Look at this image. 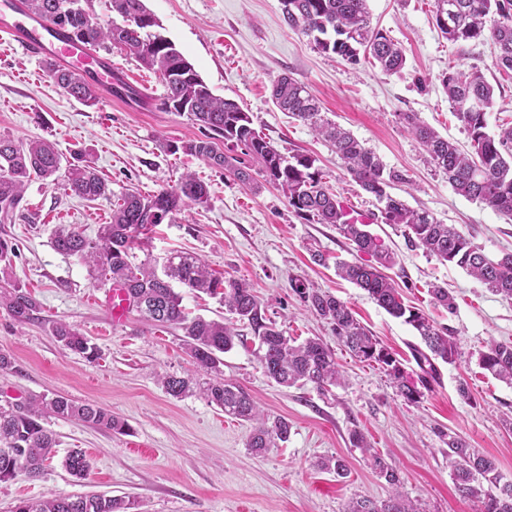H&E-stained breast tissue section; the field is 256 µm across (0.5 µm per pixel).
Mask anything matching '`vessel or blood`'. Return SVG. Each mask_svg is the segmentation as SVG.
Here are the masks:
<instances>
[{
	"label": "vessel or blood",
	"instance_id": "vessel-or-blood-1",
	"mask_svg": "<svg viewBox=\"0 0 512 512\" xmlns=\"http://www.w3.org/2000/svg\"><path fill=\"white\" fill-rule=\"evenodd\" d=\"M0 33L23 45L33 55L50 57L82 73L90 83L104 91H111L117 82V73L110 60L98 55L89 45L36 19L21 8L18 0H0Z\"/></svg>",
	"mask_w": 512,
	"mask_h": 512
}]
</instances>
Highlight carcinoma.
Instances as JSON below:
<instances>
[{"instance_id": "1", "label": "carcinoma", "mask_w": 512, "mask_h": 512, "mask_svg": "<svg viewBox=\"0 0 512 512\" xmlns=\"http://www.w3.org/2000/svg\"><path fill=\"white\" fill-rule=\"evenodd\" d=\"M80 2L91 11V0H20L31 14L70 32L82 43L107 53L113 41L118 50L134 58L142 67L159 73L166 92L159 108L187 116L214 138L242 147L259 163L257 174L282 190L296 217L308 223L332 224L349 241L352 249L369 256L366 261L340 262L338 275L367 292L376 304L391 316L412 326L421 344L412 347L420 369L412 379L387 348L354 319L345 302L319 288L302 284L295 290L318 316L336 330L342 345L362 362H375L385 368L397 393L409 403H417L421 389L439 380L435 361L452 364L460 352L455 337L439 327L416 307L404 303L394 280L385 270L396 263L395 254L383 240L363 223L348 217L342 203L315 166L316 159L303 153L284 155L252 126L250 114L237 103L213 93L194 66L175 44L155 31L159 26L144 0H112L117 21L106 26L90 25L71 6ZM282 15L288 27L314 37L323 53H333L349 64L365 58L387 73L402 70L406 58L402 48L388 33L371 22L368 0H281ZM135 23L123 28L116 22ZM434 20L442 37L452 43L491 40L497 47L495 66L512 72V0H434ZM56 83L70 96L88 105L96 101L97 90L74 70L49 63ZM448 100L455 106V116L462 123L469 149L462 150L441 137L415 114L402 113L427 158L448 175V183L457 194L479 201L493 210L512 217V126L497 132L489 129L488 114L494 105V88L476 67L469 71L448 68L441 77ZM275 105L293 118L310 126L329 141L342 159L347 173L365 192L384 200V209L376 219L383 224L402 225L409 244L464 269L489 290L512 300V252L492 259L482 247L453 224H443L425 210L409 207L389 189L402 180L359 140L329 120L309 88L289 76L279 78L272 89ZM172 153L183 151L214 161L248 184L252 176L233 164L234 158L219 154L210 142L199 141L180 147L169 145ZM43 178L63 176L76 195L96 200L109 198L111 190L99 176L92 162L64 161L55 146L47 141L19 145L0 137V223L11 220L32 175ZM205 184L191 172L180 176L176 186L150 196L130 190L113 205L109 223L99 227L97 240H89L68 225L60 224L52 237L54 249L75 256L97 270L102 281L120 282L133 300L139 315L163 328L183 331L194 364L209 373L219 371L221 355L235 345L238 334L228 322L189 317L182 296L173 288L179 283L193 291L219 298L221 304L240 321L248 323L262 351L260 362L265 376L283 387L311 383L321 390L341 384L342 375L334 350L317 338L295 343L265 316L252 288L236 279H224L212 273L202 259L187 253L168 258L163 273L148 262H132L135 240L150 227L181 211L186 205L207 206ZM0 307L19 322L38 319L40 304L18 287H0ZM49 331L70 351L88 360L96 358V348L70 324L53 321ZM479 365L494 377L512 385V344L490 342L479 354ZM162 386L179 398L198 385L208 401L232 418L250 423L252 430L247 448L261 454L288 440L290 425L281 416L265 413L243 388L218 378L200 382L191 377L165 375ZM55 417L82 422L100 429L122 432L126 428L102 407L80 403L64 396L51 399L33 397L23 406L0 404V482L26 474L39 477L45 463L54 456L57 441L42 421ZM356 447L371 454L372 465L392 486L400 484L396 470L383 458L371 453L364 436L353 432ZM448 465L460 492L475 505V512H512V483L502 482L496 463L480 455L460 438L448 439ZM66 470L78 479L85 478L90 464L85 454L72 452L64 461ZM135 501L102 494L55 496L19 501L13 512H137ZM346 512H417L399 491L378 503L368 497L353 501Z\"/></svg>"}]
</instances>
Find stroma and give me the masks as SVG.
Segmentation results:
<instances>
[{
    "instance_id": "35a3bbf8",
    "label": "stroma",
    "mask_w": 512,
    "mask_h": 512,
    "mask_svg": "<svg viewBox=\"0 0 512 512\" xmlns=\"http://www.w3.org/2000/svg\"><path fill=\"white\" fill-rule=\"evenodd\" d=\"M145 3L214 94L249 112L254 128L282 153L315 158L351 215L368 220L370 231L394 252L389 275L405 302L449 328L462 356L439 364L438 383L418 403L404 401L383 369L351 357L332 325L293 288L301 281L346 302L408 373L417 372L409 351L420 341L415 330L337 276V261L356 260L357 254L335 226L295 217L282 191L264 181L245 185L210 162L166 151V144L201 140L206 132L187 117L157 108L165 92L160 78L125 54L112 52L113 67L129 84L148 87L151 105L137 107L101 93L89 106L62 96L47 59L0 40V137L19 144L45 139L67 158L82 153L112 191L111 198L88 201L64 180L35 178L12 222L0 224V238L16 248L0 282L26 289L41 306L39 321L30 323L0 308V350L14 362L11 371L0 372V403L61 395L104 407L129 426L119 434L48 417L44 425L58 441L53 459L39 478L0 482V512L50 494L131 496L139 512H345L353 499L382 501L392 493L370 464L373 452L399 471L401 492L419 512H471L445 451L449 437H461L512 481V385L477 362L489 341L512 344V300L408 246L401 228L374 222V197L351 178L329 143L273 104L270 92L285 74L307 85L328 118L403 175L393 195L456 225L496 257L512 251V218L457 194L400 120L401 113H416L444 137L467 144L440 79L448 68L476 66L495 88L490 126L512 123V77L495 68L492 43H449L435 25L434 0H368L373 24L406 55L400 72L386 74L368 61L352 66L317 50L311 37L284 22L281 0ZM186 171L207 185L208 207H185L154 227L147 244L135 249L137 261L160 266L179 251L199 255L216 275L249 283L266 317L285 335L317 337L333 348L345 376L343 385L325 393L310 384L279 386L263 373L250 325L236 323L239 338L224 355L222 377L291 425L287 442L261 455L246 447L248 425L225 416L202 392L179 399L165 392L160 375L194 371L182 331L154 326L134 310L124 323L113 324L102 300L105 283L52 246L58 225L96 239L100 225L110 220L114 198L129 190L148 196L175 187ZM317 251L325 264L313 261ZM435 285L448 288L455 311L432 299ZM53 320L78 328L97 346L98 359L90 362L64 348L48 331ZM462 384L468 397L458 392ZM356 431L370 452L353 445ZM73 451L91 463L81 481L62 465ZM331 457L346 461V476L321 468Z\"/></svg>"
}]
</instances>
